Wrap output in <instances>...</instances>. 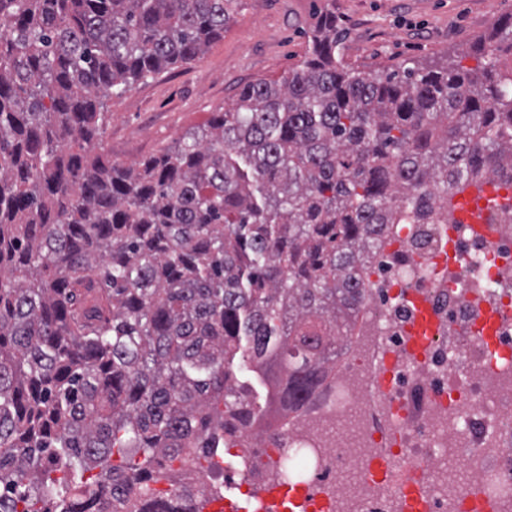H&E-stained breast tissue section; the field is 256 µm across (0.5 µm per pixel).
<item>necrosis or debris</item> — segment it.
<instances>
[{"label": "necrosis or debris", "instance_id": "1", "mask_svg": "<svg viewBox=\"0 0 512 512\" xmlns=\"http://www.w3.org/2000/svg\"><path fill=\"white\" fill-rule=\"evenodd\" d=\"M488 229L430 224L422 238L402 225L370 272L373 301L356 325L375 342L286 424L225 442L243 464L242 495L253 496L254 461L267 456L273 484L309 491L305 512H400V485L370 473L382 453L406 467L425 512H462L474 490L493 512H512V228ZM417 295L439 322L419 357L403 348ZM487 304L502 315L490 341L478 334Z\"/></svg>", "mask_w": 512, "mask_h": 512}]
</instances>
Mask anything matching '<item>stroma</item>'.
I'll return each instance as SVG.
<instances>
[{"label":"stroma","mask_w":512,"mask_h":512,"mask_svg":"<svg viewBox=\"0 0 512 512\" xmlns=\"http://www.w3.org/2000/svg\"><path fill=\"white\" fill-rule=\"evenodd\" d=\"M328 10L345 35L342 61L352 67L456 60L474 69L473 42L512 14V0H241L223 38L198 58L108 100L105 152L124 165L160 153L206 124L244 84L280 79L304 59Z\"/></svg>","instance_id":"obj_1"}]
</instances>
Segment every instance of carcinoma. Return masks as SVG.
Instances as JSON below:
<instances>
[{
	"label": "carcinoma",
	"instance_id": "cac0c4a2",
	"mask_svg": "<svg viewBox=\"0 0 512 512\" xmlns=\"http://www.w3.org/2000/svg\"><path fill=\"white\" fill-rule=\"evenodd\" d=\"M237 3L0 0V512H202L207 490L147 482L300 406L398 225L512 168V16L476 71L365 72L327 10L296 68L162 154L98 152L105 100L196 59Z\"/></svg>",
	"mask_w": 512,
	"mask_h": 512
}]
</instances>
